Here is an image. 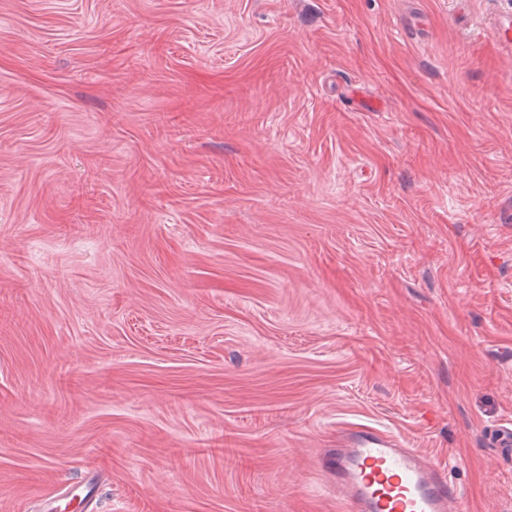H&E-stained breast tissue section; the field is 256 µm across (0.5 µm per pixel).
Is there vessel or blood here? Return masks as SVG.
<instances>
[{
  "mask_svg": "<svg viewBox=\"0 0 512 512\" xmlns=\"http://www.w3.org/2000/svg\"><path fill=\"white\" fill-rule=\"evenodd\" d=\"M497 42L512 49V13L491 18ZM323 468L348 512H467L444 468L423 452L367 424L343 427Z\"/></svg>",
  "mask_w": 512,
  "mask_h": 512,
  "instance_id": "1",
  "label": "vessel or blood"
}]
</instances>
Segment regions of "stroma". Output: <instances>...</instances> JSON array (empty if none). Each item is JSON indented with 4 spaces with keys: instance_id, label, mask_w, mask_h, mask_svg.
Returning a JSON list of instances; mask_svg holds the SVG:
<instances>
[{
    "instance_id": "1",
    "label": "stroma",
    "mask_w": 512,
    "mask_h": 512,
    "mask_svg": "<svg viewBox=\"0 0 512 512\" xmlns=\"http://www.w3.org/2000/svg\"><path fill=\"white\" fill-rule=\"evenodd\" d=\"M512 0H0V512H347L344 422L512 512ZM490 28L497 42L505 49H512V13L498 14L490 19Z\"/></svg>"
}]
</instances>
